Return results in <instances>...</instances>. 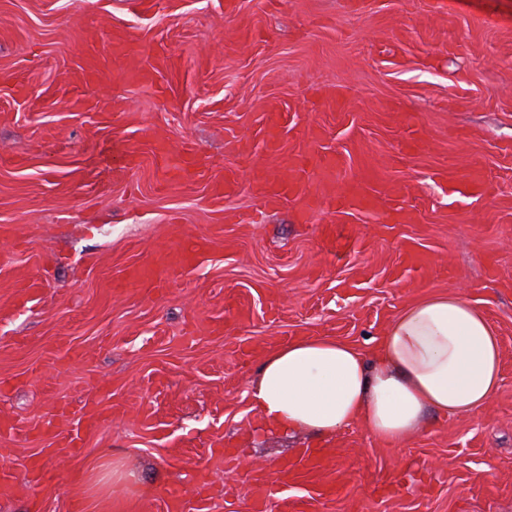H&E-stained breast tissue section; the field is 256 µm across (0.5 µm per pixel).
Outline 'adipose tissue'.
Segmentation results:
<instances>
[{
    "mask_svg": "<svg viewBox=\"0 0 512 512\" xmlns=\"http://www.w3.org/2000/svg\"><path fill=\"white\" fill-rule=\"evenodd\" d=\"M501 380L488 317L463 297L436 295L405 307L372 350L320 336L268 351L250 397L270 429L324 437L356 424L401 447L428 415L473 414Z\"/></svg>",
    "mask_w": 512,
    "mask_h": 512,
    "instance_id": "adipose-tissue-1",
    "label": "adipose tissue"
}]
</instances>
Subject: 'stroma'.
I'll use <instances>...</instances> for the list:
<instances>
[{
  "mask_svg": "<svg viewBox=\"0 0 512 512\" xmlns=\"http://www.w3.org/2000/svg\"><path fill=\"white\" fill-rule=\"evenodd\" d=\"M130 35L171 57L142 84L119 65L77 82L83 54ZM0 512H162L205 471L210 512H281L261 496L304 448L333 452L343 495L316 512H512V0H0ZM288 115L283 153L259 131ZM138 142V165L104 158ZM195 144L205 179L165 180L154 152ZM249 143L241 156L238 143ZM333 153L316 215L240 223L254 168ZM239 192L213 202L210 179ZM366 178L364 208L332 193ZM404 207L413 222L389 224ZM353 236L329 248L322 225ZM209 254L163 291L113 289L195 237ZM44 288L16 300L24 280ZM460 295L495 327L502 381L459 418L429 416L401 448L351 426L324 439L262 426L249 390L265 354L330 336L369 349L410 303ZM94 410L78 454L58 441ZM40 461L44 481L31 480ZM397 492L383 493L391 478Z\"/></svg>",
  "mask_w": 512,
  "mask_h": 512,
  "instance_id": "1",
  "label": "stroma"
}]
</instances>
